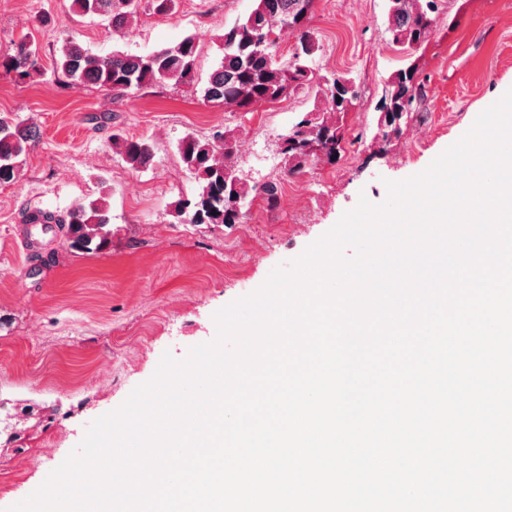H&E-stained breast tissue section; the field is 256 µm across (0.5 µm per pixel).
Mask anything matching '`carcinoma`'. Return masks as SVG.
Masks as SVG:
<instances>
[{"mask_svg": "<svg viewBox=\"0 0 512 512\" xmlns=\"http://www.w3.org/2000/svg\"><path fill=\"white\" fill-rule=\"evenodd\" d=\"M314 0H256V7L242 21L224 30V56L218 68L202 88L205 101L226 109L245 112L255 105L279 102L300 89L316 88L332 110L345 114L360 102L355 84L341 75L314 83L310 57L315 43L306 22ZM72 8L81 16L102 18L117 31L137 13L139 0H72ZM435 0H394L389 13L391 43L404 52L418 49L436 23ZM282 35L286 30L297 33L292 56H277L278 44L267 42L268 31ZM40 47L31 37L18 42L15 53L0 57V69L20 80L39 71ZM198 44L187 36L179 43L144 55L114 51L99 55L81 47L74 40L62 45L54 70L67 86H95L101 90L124 94L133 89L173 82L194 80ZM424 82L418 68L411 65L397 71L388 94L382 99L384 127L376 137L389 143L404 134V128L424 96ZM37 127L8 114H0V183L15 180ZM324 141L326 153L307 155L291 146L293 138ZM343 134L336 122L313 118L307 127L289 130L281 137V150L288 161V174L295 175L315 162L336 160L342 150ZM113 145L124 161L136 170L148 168L153 161L151 146L144 140L117 139ZM183 163L197 176L199 192L192 199L178 202L176 219L181 224H239L250 205V189L240 178L231 158L233 144L227 133L215 131L201 139L186 135L178 144ZM32 224L67 225L69 247L87 253L99 252L112 241V215L102 196L74 206L65 217L41 213L30 218Z\"/></svg>", "mask_w": 512, "mask_h": 512, "instance_id": "carcinoma-1", "label": "carcinoma"}]
</instances>
